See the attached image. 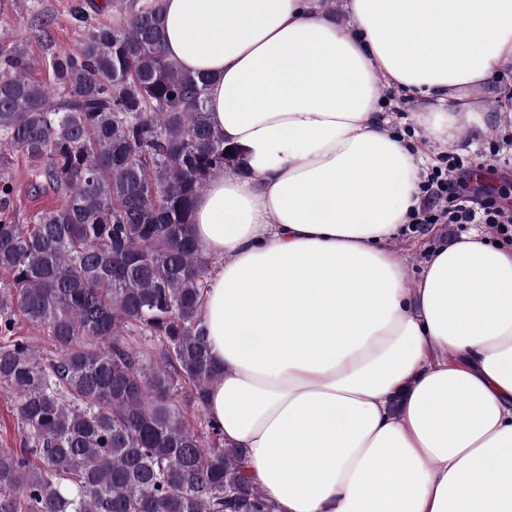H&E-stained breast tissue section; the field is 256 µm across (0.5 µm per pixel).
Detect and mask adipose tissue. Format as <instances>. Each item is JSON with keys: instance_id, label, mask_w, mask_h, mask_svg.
<instances>
[{"instance_id": "1", "label": "adipose tissue", "mask_w": 512, "mask_h": 512, "mask_svg": "<svg viewBox=\"0 0 512 512\" xmlns=\"http://www.w3.org/2000/svg\"><path fill=\"white\" fill-rule=\"evenodd\" d=\"M245 152L197 197L207 413L278 512H512V243L473 231L415 286L391 246L432 145L481 126L512 0H162ZM428 100L425 141L383 90Z\"/></svg>"}]
</instances>
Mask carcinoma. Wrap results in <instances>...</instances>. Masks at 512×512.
<instances>
[{
  "label": "carcinoma",
  "instance_id": "1",
  "mask_svg": "<svg viewBox=\"0 0 512 512\" xmlns=\"http://www.w3.org/2000/svg\"><path fill=\"white\" fill-rule=\"evenodd\" d=\"M35 80L23 40L0 42V387L23 446L0 445V512H275L206 413L220 370L201 318L208 260L197 196L242 174L209 120L207 76L163 50L160 0H112ZM64 195L29 223L4 152ZM46 335L41 352L17 335Z\"/></svg>",
  "mask_w": 512,
  "mask_h": 512
}]
</instances>
